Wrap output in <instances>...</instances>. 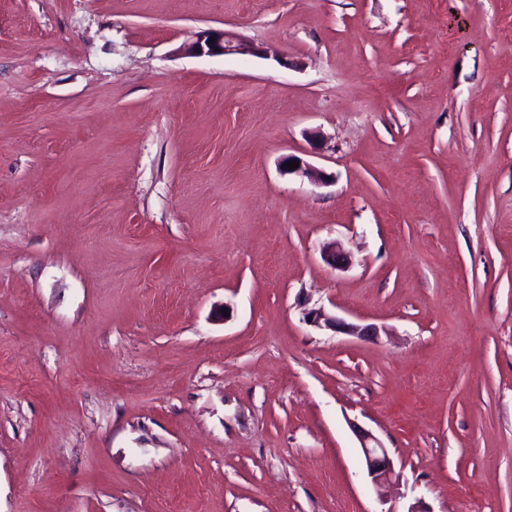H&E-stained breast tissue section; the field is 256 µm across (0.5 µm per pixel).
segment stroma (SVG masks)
I'll list each match as a JSON object with an SVG mask.
<instances>
[{
    "label": "stroma",
    "mask_w": 512,
    "mask_h": 512,
    "mask_svg": "<svg viewBox=\"0 0 512 512\" xmlns=\"http://www.w3.org/2000/svg\"><path fill=\"white\" fill-rule=\"evenodd\" d=\"M207 29L260 52H183ZM511 31L512 0H0V512H512ZM293 160H297L299 166L294 170H288L286 163L292 162ZM282 172L285 174L301 172L303 176H305L313 185H326L332 182L331 174H327L320 168H317L309 163H303L300 159L295 158L293 156H288L283 159L281 163ZM304 321L319 329L331 330L335 333H342L360 338H375L379 336L380 329L374 324H354L336 317L323 308L311 309L304 314ZM365 461L368 477L375 488L380 491L398 478L393 460L383 443L370 431L354 426Z\"/></svg>",
    "instance_id": "stroma-1"
}]
</instances>
